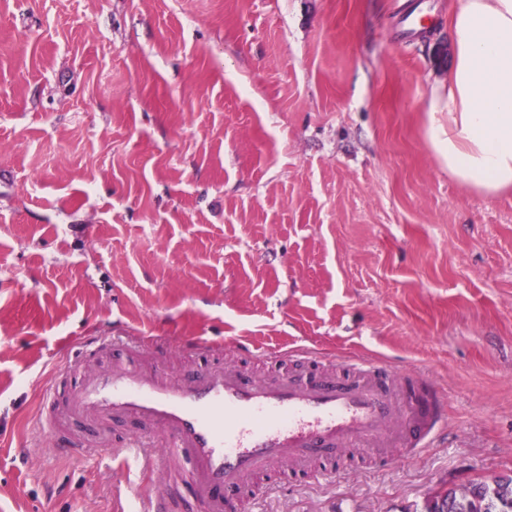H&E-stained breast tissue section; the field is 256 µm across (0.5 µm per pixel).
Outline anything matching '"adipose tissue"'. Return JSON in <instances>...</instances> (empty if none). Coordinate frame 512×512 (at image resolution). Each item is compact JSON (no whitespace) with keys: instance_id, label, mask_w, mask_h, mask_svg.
<instances>
[{"instance_id":"obj_1","label":"adipose tissue","mask_w":512,"mask_h":512,"mask_svg":"<svg viewBox=\"0 0 512 512\" xmlns=\"http://www.w3.org/2000/svg\"><path fill=\"white\" fill-rule=\"evenodd\" d=\"M444 103L432 147L450 176L484 195L512 191V0H457Z\"/></svg>"}]
</instances>
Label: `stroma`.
Returning <instances> with one entry per match:
<instances>
[{
	"instance_id": "1",
	"label": "stroma",
	"mask_w": 512,
	"mask_h": 512,
	"mask_svg": "<svg viewBox=\"0 0 512 512\" xmlns=\"http://www.w3.org/2000/svg\"><path fill=\"white\" fill-rule=\"evenodd\" d=\"M454 0H0V512H135L50 452L85 337H204L430 374L447 432L283 471L247 512H417L512 474V192L428 139ZM421 16L409 28V14Z\"/></svg>"
}]
</instances>
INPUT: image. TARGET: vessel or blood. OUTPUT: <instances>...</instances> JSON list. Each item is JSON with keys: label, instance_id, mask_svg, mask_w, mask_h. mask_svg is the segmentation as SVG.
Segmentation results:
<instances>
[{"label": "vessel or blood", "instance_id": "vessel-or-blood-1", "mask_svg": "<svg viewBox=\"0 0 512 512\" xmlns=\"http://www.w3.org/2000/svg\"><path fill=\"white\" fill-rule=\"evenodd\" d=\"M103 355L111 366L95 367ZM177 356L203 362L175 376L166 365ZM251 357L273 373H245L234 351L205 338L175 347L95 336L57 370L42 424L59 451L105 456L118 447L142 471H160L147 512H168L181 487L205 512H229L248 482L278 467L323 477L324 461L388 433L395 447L416 451L444 428L446 402L429 377L366 359L339 365L305 350ZM119 423L133 434L115 445L102 432Z\"/></svg>", "mask_w": 512, "mask_h": 512}]
</instances>
